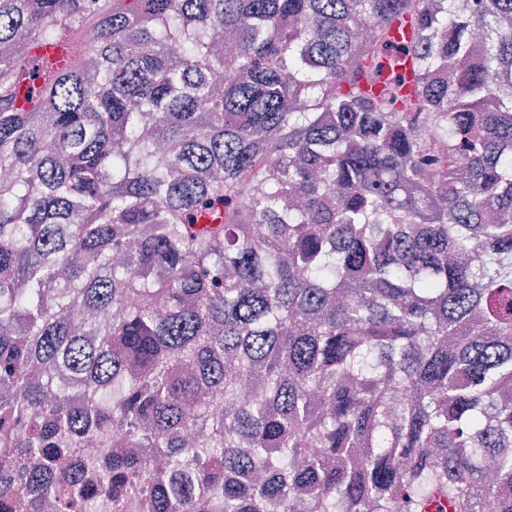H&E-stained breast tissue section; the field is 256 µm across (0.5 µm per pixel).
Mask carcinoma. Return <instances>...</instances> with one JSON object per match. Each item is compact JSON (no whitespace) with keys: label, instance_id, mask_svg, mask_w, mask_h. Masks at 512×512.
<instances>
[{"label":"carcinoma","instance_id":"carcinoma-1","mask_svg":"<svg viewBox=\"0 0 512 512\" xmlns=\"http://www.w3.org/2000/svg\"><path fill=\"white\" fill-rule=\"evenodd\" d=\"M510 447L512 0H0V512H512Z\"/></svg>","mask_w":512,"mask_h":512}]
</instances>
